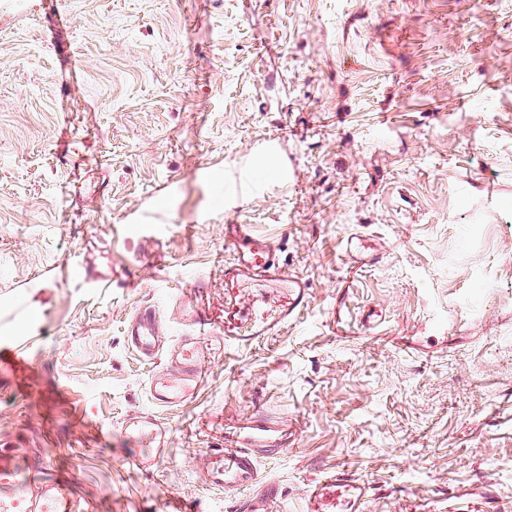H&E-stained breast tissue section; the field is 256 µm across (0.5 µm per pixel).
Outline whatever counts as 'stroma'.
I'll list each match as a JSON object with an SVG mask.
<instances>
[{
  "instance_id": "stroma-1",
  "label": "stroma",
  "mask_w": 512,
  "mask_h": 512,
  "mask_svg": "<svg viewBox=\"0 0 512 512\" xmlns=\"http://www.w3.org/2000/svg\"><path fill=\"white\" fill-rule=\"evenodd\" d=\"M228 224L303 307L225 276ZM145 307L206 353L172 409L124 336ZM4 340L0 446L94 512H340L339 469L366 512L484 483L512 512V0H0ZM134 411L172 429L148 471ZM262 415L292 444L206 485ZM224 242L231 245L237 252L236 263L224 268V274L241 278L251 276H266L288 283V288H294L293 309L303 303L304 295L298 283L294 281L281 263L278 251L270 241L253 236L249 225L228 224L225 225Z\"/></svg>"
}]
</instances>
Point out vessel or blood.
<instances>
[{
  "label": "vessel or blood",
  "instance_id": "1",
  "mask_svg": "<svg viewBox=\"0 0 512 512\" xmlns=\"http://www.w3.org/2000/svg\"><path fill=\"white\" fill-rule=\"evenodd\" d=\"M224 241L237 252L229 275L241 278L266 276L282 282L291 277L273 243L253 236L248 225L229 224ZM129 345L146 359H154L163 349L165 336L154 320L151 310L137 312L126 329ZM168 371L156 374L150 382L152 401L162 407L175 408L194 398L199 390L204 359L193 337H184L169 354ZM122 428L140 453L136 465L150 470L158 453L170 445L169 425L155 416L136 412L127 415ZM292 431L290 425L259 417L242 427L230 445L212 449L203 481L210 486L233 493L253 487L258 481V457L274 448L287 447ZM13 451L0 450V486L8 488L23 484L25 495L0 496V512H92L88 501L81 497L71 481L59 477L52 463L46 462L28 472L16 470Z\"/></svg>",
  "mask_w": 512,
  "mask_h": 512
}]
</instances>
